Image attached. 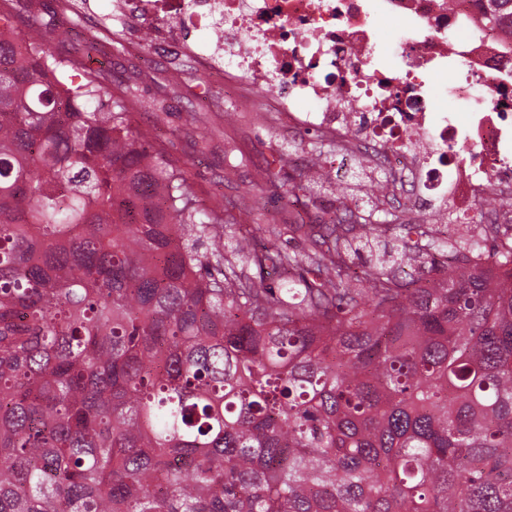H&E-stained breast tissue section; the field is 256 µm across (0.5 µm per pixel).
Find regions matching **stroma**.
I'll use <instances>...</instances> for the list:
<instances>
[{
  "instance_id": "1",
  "label": "stroma",
  "mask_w": 512,
  "mask_h": 512,
  "mask_svg": "<svg viewBox=\"0 0 512 512\" xmlns=\"http://www.w3.org/2000/svg\"><path fill=\"white\" fill-rule=\"evenodd\" d=\"M118 2L31 0L36 14L54 19L46 35L50 50L73 53L95 43L92 65L105 70L112 89L134 87L140 103L130 109L133 129L149 132L170 157L185 163L201 207L224 206L242 232L253 234L255 203L271 219L294 211L314 221L334 210L339 198H364L372 172L352 158L330 168V182L315 203L289 195L311 159L312 135L270 125L247 101L235 99L198 57L149 30ZM154 99L165 101L166 111L148 108ZM284 140L293 150L280 180L262 183L273 148Z\"/></svg>"
}]
</instances>
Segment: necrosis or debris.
<instances>
[{
	"instance_id": "4bbe7bcc",
	"label": "necrosis or debris",
	"mask_w": 512,
	"mask_h": 512,
	"mask_svg": "<svg viewBox=\"0 0 512 512\" xmlns=\"http://www.w3.org/2000/svg\"><path fill=\"white\" fill-rule=\"evenodd\" d=\"M158 27L205 28L199 56L225 84L263 92L290 126L343 153L368 152L404 203L453 207L512 197V36L479 0H140ZM403 23L393 68H379L378 21ZM465 104L469 116L436 104Z\"/></svg>"
}]
</instances>
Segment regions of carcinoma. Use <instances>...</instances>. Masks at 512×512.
<instances>
[{"mask_svg": "<svg viewBox=\"0 0 512 512\" xmlns=\"http://www.w3.org/2000/svg\"><path fill=\"white\" fill-rule=\"evenodd\" d=\"M20 5L0 0V512H512V235L407 221L386 173L371 205L227 256L234 216L133 130L131 89ZM481 9L512 30V0Z\"/></svg>", "mask_w": 512, "mask_h": 512, "instance_id": "obj_1", "label": "carcinoma"}]
</instances>
